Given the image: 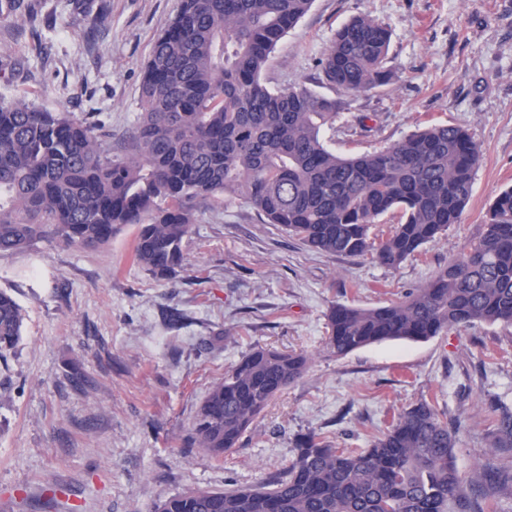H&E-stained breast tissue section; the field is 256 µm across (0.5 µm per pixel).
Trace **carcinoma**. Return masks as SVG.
<instances>
[{
  "mask_svg": "<svg viewBox=\"0 0 512 512\" xmlns=\"http://www.w3.org/2000/svg\"><path fill=\"white\" fill-rule=\"evenodd\" d=\"M312 2L180 0L146 63L130 155L111 153L99 118L1 97L0 251L47 234L98 246L134 225V261L173 276L186 265L191 201L227 195L311 248L390 267L458 223L482 161L465 130L429 125L385 149L343 157L323 138L339 101L304 81L280 91L261 81ZM389 44L375 19L351 18L320 60L321 83L347 94L388 84ZM389 212L399 214L394 231L371 238L370 226ZM475 323L512 324V187L494 197L482 235L426 286L376 308L332 306L327 347L340 356ZM22 325L19 305L0 291V355L16 346ZM307 366L306 356L272 348L243 356L203 399L189 446L223 458ZM491 419L492 448L512 451V409L497 403ZM461 430L422 399L368 448H337L308 433L266 486L199 488L157 512H494L493 495L512 488V474L483 468L465 487L455 463Z\"/></svg>",
  "mask_w": 512,
  "mask_h": 512,
  "instance_id": "carcinoma-1",
  "label": "carcinoma"
}]
</instances>
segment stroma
<instances>
[{
    "mask_svg": "<svg viewBox=\"0 0 512 512\" xmlns=\"http://www.w3.org/2000/svg\"><path fill=\"white\" fill-rule=\"evenodd\" d=\"M179 0H95L105 25L70 0L0 9V95L79 117L99 113L113 147L139 112L151 47ZM54 17L31 26L28 13ZM368 14L391 33L394 80L345 94L319 84L337 29ZM273 90L306 81L341 103L328 145L371 153L429 123L465 129L482 162L459 223L398 267L332 255L267 224L240 197L198 199L173 278L132 258L134 227L105 245L53 237L0 252V290L23 315L0 358V512H154L199 487L259 485L288 466L298 435L339 448L373 435L420 399L466 426L456 443L462 479L512 472L491 447L492 406L512 405V325L476 324L423 342L387 341L338 356L326 348L336 304L373 308L424 286L483 232L489 204L512 186V0H314L262 73ZM188 322L169 328L162 310ZM304 354V374L279 393L222 460L189 448L210 387L253 349Z\"/></svg>",
    "mask_w": 512,
    "mask_h": 512,
    "instance_id": "obj_1",
    "label": "stroma"
}]
</instances>
